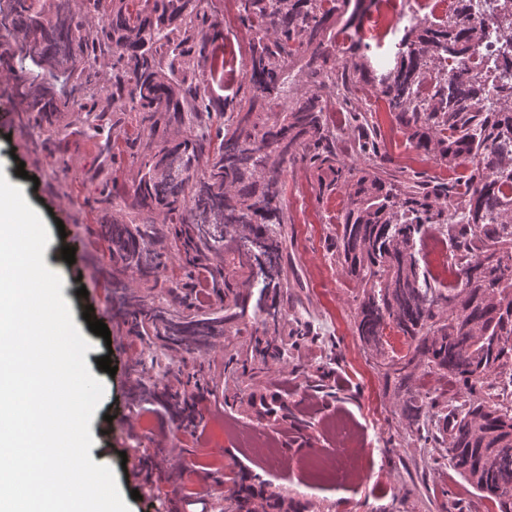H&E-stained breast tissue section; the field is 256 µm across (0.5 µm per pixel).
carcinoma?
Returning a JSON list of instances; mask_svg holds the SVG:
<instances>
[{
    "instance_id": "cac0c4a2",
    "label": "carcinoma",
    "mask_w": 512,
    "mask_h": 512,
    "mask_svg": "<svg viewBox=\"0 0 512 512\" xmlns=\"http://www.w3.org/2000/svg\"><path fill=\"white\" fill-rule=\"evenodd\" d=\"M238 2L251 35L248 97L213 93L224 26L204 0H0V44L69 84L64 102L49 85H21L19 119L58 148L79 127L111 165L127 159L136 169L123 197L129 218L102 213L96 238L124 270L156 284L165 271L158 225L169 224L166 251L208 271L188 305L177 282L158 304L124 292L110 270L106 287L135 312V335L208 347L227 321L208 312L211 296L242 305L227 263L256 269L265 288L285 275L284 163L315 169L320 184L348 189L335 248L362 288L360 341L404 392V415L418 432L437 403L413 389L415 371L458 383L466 400L448 406V463L498 512H512V56L503 55L489 84L479 62L485 32L462 18L473 0L405 27L395 65L380 75L353 60L336 68V47L361 48L338 36L359 28L365 0ZM492 2L499 29L512 35V0ZM296 66L311 89L287 102ZM368 74L409 144L467 173L447 183L341 162L324 116L330 98L348 113L361 154L371 161L379 152L369 109L352 106ZM107 112L121 117L106 130ZM434 224L462 264L461 281L445 288L421 269L416 250ZM390 324L410 341V357L383 354ZM140 387L166 399L177 420L192 418L198 387Z\"/></svg>"
}]
</instances>
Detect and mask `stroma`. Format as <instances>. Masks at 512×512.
Returning <instances> with one entry per match:
<instances>
[{
    "label": "stroma",
    "instance_id": "35a3bbf8",
    "mask_svg": "<svg viewBox=\"0 0 512 512\" xmlns=\"http://www.w3.org/2000/svg\"><path fill=\"white\" fill-rule=\"evenodd\" d=\"M249 33L241 26L224 32V58L231 61L234 84L247 93ZM380 141L379 166L424 179L448 180L451 169L433 156L413 148L388 109L373 116ZM66 169L56 168L47 151L38 147L31 129L21 123L0 126V172L21 187L27 203L44 221L50 235L44 259L64 280L61 293L75 325L93 348L85 354L91 374L105 385L104 398L90 423L95 463L111 466L130 512H182L185 504L203 501L208 512H236L245 483H254L253 512H267L271 499L283 501L286 512H497L449 467L445 448L423 446L403 416V397L393 380L384 377L374 353L356 334L361 288L347 275L332 242L336 217L346 200L343 190L322 193L314 169L288 165L285 188L299 196L302 207L287 206V251L283 265L288 282L280 287L251 289L241 316L224 326V353L210 356L176 345L165 336L143 340L131 331V318L112 303L99 269L112 259L94 235L101 212L94 188L107 176L131 182L129 165L104 170L92 143L72 137L66 147ZM25 176H17V169ZM83 249L77 266L62 258V247ZM87 296H79V289ZM278 299L285 323L309 324L312 334L280 358H256L254 347L263 340L283 344V332L263 322L262 303ZM94 304L83 319L85 304ZM107 324L111 337L95 335L89 321ZM110 356L116 374L99 369L97 358ZM247 360L241 375L229 356ZM184 364L201 369L212 385L198 405L192 426L173 421L165 404L138 392L141 378L162 380L168 367ZM281 401L275 416L260 413L257 394ZM136 409L140 447L149 451L137 471L124 469L119 452L127 445L126 416ZM230 419L244 430L271 438L293 465L271 469L236 438L212 428L211 418ZM350 429V445L358 448L361 475L329 470L316 473L296 468V460L312 455L333 458L346 444L331 432L333 421ZM182 450L168 469L155 459L169 443ZM192 461L193 483L183 487L171 480L172 471ZM150 476L156 494L135 500L131 492Z\"/></svg>",
    "mask_w": 512,
    "mask_h": 512
}]
</instances>
